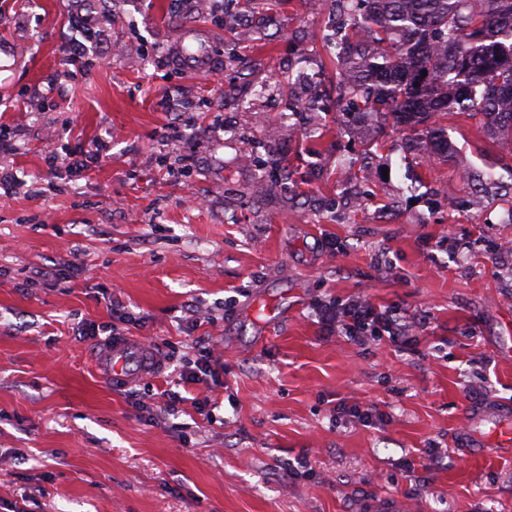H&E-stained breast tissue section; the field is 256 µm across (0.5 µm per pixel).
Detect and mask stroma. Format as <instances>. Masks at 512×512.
Listing matches in <instances>:
<instances>
[{
    "label": "stroma",
    "mask_w": 512,
    "mask_h": 512,
    "mask_svg": "<svg viewBox=\"0 0 512 512\" xmlns=\"http://www.w3.org/2000/svg\"><path fill=\"white\" fill-rule=\"evenodd\" d=\"M233 5L0 0V512H512V454L459 443L469 410L512 413V143L452 112L446 155L337 112L326 0ZM91 13L111 49L69 73ZM272 158L286 177L253 193ZM358 297L428 321L328 335L318 302ZM84 323L167 369L112 387ZM203 337L219 382L167 408ZM103 150V145L97 144L95 149L65 153L64 157L56 152H51L47 157L46 164L50 169L60 170L63 168L66 174L79 175L100 162Z\"/></svg>",
    "instance_id": "stroma-1"
}]
</instances>
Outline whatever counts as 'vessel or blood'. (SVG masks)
Listing matches in <instances>:
<instances>
[{
	"instance_id": "1",
	"label": "vessel or blood",
	"mask_w": 512,
	"mask_h": 512,
	"mask_svg": "<svg viewBox=\"0 0 512 512\" xmlns=\"http://www.w3.org/2000/svg\"><path fill=\"white\" fill-rule=\"evenodd\" d=\"M94 365L97 370L105 373L112 386L118 388L130 380L148 375L153 368V360L146 342L127 336H115L98 351ZM490 414L491 411L487 408H478L472 412L465 431L467 446L511 448L512 427L504 425L491 432L483 430L482 424Z\"/></svg>"
}]
</instances>
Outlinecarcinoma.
<instances>
[{"label": "carcinoma", "mask_w": 512, "mask_h": 512, "mask_svg": "<svg viewBox=\"0 0 512 512\" xmlns=\"http://www.w3.org/2000/svg\"><path fill=\"white\" fill-rule=\"evenodd\" d=\"M358 38L347 109L414 126L474 112L512 139V0H348Z\"/></svg>", "instance_id": "cac0c4a2"}]
</instances>
